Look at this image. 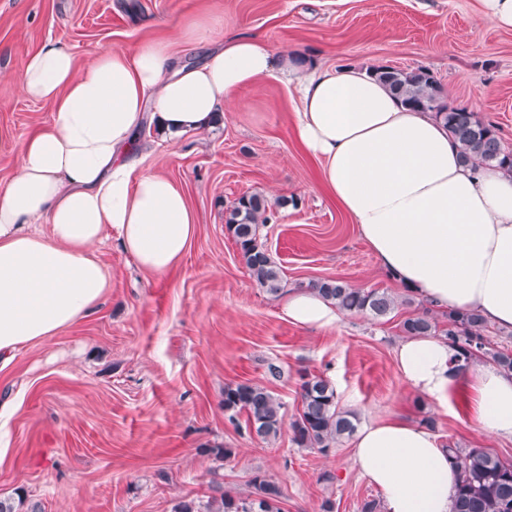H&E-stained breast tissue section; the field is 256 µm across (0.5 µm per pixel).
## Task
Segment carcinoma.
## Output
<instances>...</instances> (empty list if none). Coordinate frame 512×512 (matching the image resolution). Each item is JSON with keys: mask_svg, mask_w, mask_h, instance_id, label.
Returning a JSON list of instances; mask_svg holds the SVG:
<instances>
[{"mask_svg": "<svg viewBox=\"0 0 512 512\" xmlns=\"http://www.w3.org/2000/svg\"><path fill=\"white\" fill-rule=\"evenodd\" d=\"M368 75L383 84L402 105L417 112H430L448 129L462 161L473 167L495 166L512 171V151L504 148L496 125L478 113L448 103L442 84L429 71L373 65ZM272 206L257 193L242 195L227 210L224 223L256 285L271 296L285 287L281 265L260 241L258 230L272 221ZM317 292L341 311L386 318L402 306L414 307L400 322L407 337L440 336L448 340L466 361L485 360L499 370L512 372V352L492 346L489 326L475 310H439L405 289L395 295L386 289L357 288L342 280L319 279L298 283ZM301 408L290 423L291 441L299 448L327 454L357 428V415L341 408L336 391L326 377L307 372L300 375ZM224 413L236 428L271 441L284 425V404L265 386L241 382L224 387ZM245 420H239L240 416ZM448 455L458 472L452 494V512H512V463L503 462L483 448L448 445ZM248 496L236 497L215 484L204 503L194 498L178 500L172 512H281L282 490L272 477L257 472L248 482ZM0 512H41L38 504L22 493L0 498Z\"/></svg>", "mask_w": 512, "mask_h": 512, "instance_id": "1", "label": "carcinoma"}]
</instances>
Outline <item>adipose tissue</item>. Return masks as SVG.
Wrapping results in <instances>:
<instances>
[{
	"label": "adipose tissue",
	"mask_w": 512,
	"mask_h": 512,
	"mask_svg": "<svg viewBox=\"0 0 512 512\" xmlns=\"http://www.w3.org/2000/svg\"><path fill=\"white\" fill-rule=\"evenodd\" d=\"M214 27L209 17L181 24L182 39L205 54L178 69L168 44L153 40L130 53L99 50L81 68L52 43L26 62L22 96L52 101L54 113L23 140L16 174L0 185V360L95 310L108 279L93 249L109 236L143 271L181 261L194 216L172 180L139 170V130L148 121L172 141L209 130L237 90L270 76L294 84L295 136L381 267L438 308L474 309L512 330V173L462 164L442 123L403 107L365 70L305 71L256 37L212 42ZM281 311L315 329L342 317L310 290L285 293ZM395 356L411 389L444 404L466 387L477 428L512 435V374L460 369L455 348L435 336L405 338ZM352 461L384 512H452L458 474L427 428L399 417L367 423Z\"/></svg>",
	"instance_id": "adipose-tissue-1"
}]
</instances>
